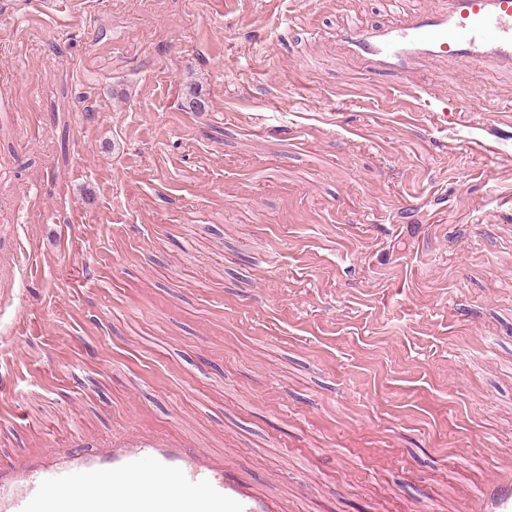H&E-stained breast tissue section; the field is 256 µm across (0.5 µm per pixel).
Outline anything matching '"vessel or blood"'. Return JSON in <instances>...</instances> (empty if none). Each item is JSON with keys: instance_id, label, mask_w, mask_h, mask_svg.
Here are the masks:
<instances>
[{"instance_id": "obj_1", "label": "vessel or blood", "mask_w": 512, "mask_h": 512, "mask_svg": "<svg viewBox=\"0 0 512 512\" xmlns=\"http://www.w3.org/2000/svg\"><path fill=\"white\" fill-rule=\"evenodd\" d=\"M337 41L369 73L392 77L400 93L426 91L435 60L466 59L512 72V0H443L378 27L350 26ZM171 478L176 496L157 500L134 490L141 475ZM110 479L113 495L95 492ZM0 512H285L246 477L184 441L129 434L94 452L50 450L0 470ZM466 512H512V468L498 473Z\"/></svg>"}]
</instances>
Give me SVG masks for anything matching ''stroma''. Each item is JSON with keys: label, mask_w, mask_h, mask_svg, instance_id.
<instances>
[{"label": "stroma", "mask_w": 512, "mask_h": 512, "mask_svg": "<svg viewBox=\"0 0 512 512\" xmlns=\"http://www.w3.org/2000/svg\"><path fill=\"white\" fill-rule=\"evenodd\" d=\"M438 4L0 0V469L165 433L462 512L512 466V78L432 65L446 120L336 48Z\"/></svg>", "instance_id": "obj_1"}]
</instances>
